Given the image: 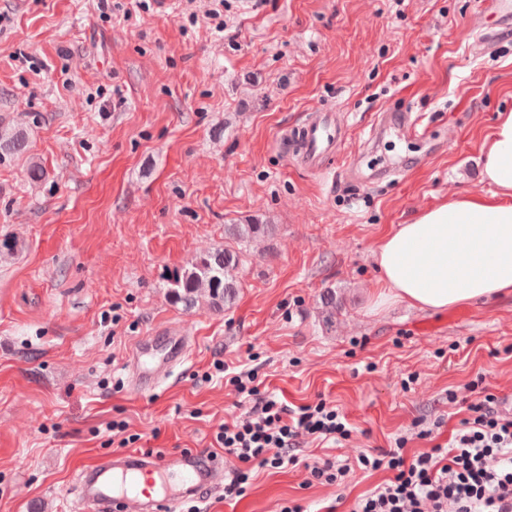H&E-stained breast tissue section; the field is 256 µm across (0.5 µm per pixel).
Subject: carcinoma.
Returning a JSON list of instances; mask_svg holds the SVG:
<instances>
[{
	"label": "carcinoma",
	"instance_id": "1",
	"mask_svg": "<svg viewBox=\"0 0 512 512\" xmlns=\"http://www.w3.org/2000/svg\"><path fill=\"white\" fill-rule=\"evenodd\" d=\"M25 147L26 140L22 132L0 130L1 153H20L25 151ZM269 232L268 224L224 225V236L230 240H254L268 235ZM241 262L240 252L228 246L197 256L174 277L171 292L187 309L194 306L200 296L205 295L213 308L222 310L236 298L239 288L236 270Z\"/></svg>",
	"mask_w": 512,
	"mask_h": 512
}]
</instances>
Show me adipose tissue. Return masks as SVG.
I'll use <instances>...</instances> for the list:
<instances>
[{
  "mask_svg": "<svg viewBox=\"0 0 512 512\" xmlns=\"http://www.w3.org/2000/svg\"><path fill=\"white\" fill-rule=\"evenodd\" d=\"M480 160L491 192L437 203L379 240L377 305L443 312L512 293V112L500 114Z\"/></svg>",
  "mask_w": 512,
  "mask_h": 512,
  "instance_id": "ef3b65f1",
  "label": "adipose tissue"
}]
</instances>
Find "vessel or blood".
Masks as SVG:
<instances>
[{
	"label": "vessel or blood",
	"instance_id": "vessel-or-blood-1",
	"mask_svg": "<svg viewBox=\"0 0 512 512\" xmlns=\"http://www.w3.org/2000/svg\"><path fill=\"white\" fill-rule=\"evenodd\" d=\"M296 137L306 163L319 166L336 150L332 113H318L298 130ZM188 357L187 337H142L133 350V390L154 391L161 377ZM223 481V470L196 453L179 452L161 458L137 452L115 453L79 472L77 505L80 512H110L116 503L122 504L125 512H172L186 493L210 491Z\"/></svg>",
	"mask_w": 512,
	"mask_h": 512
}]
</instances>
